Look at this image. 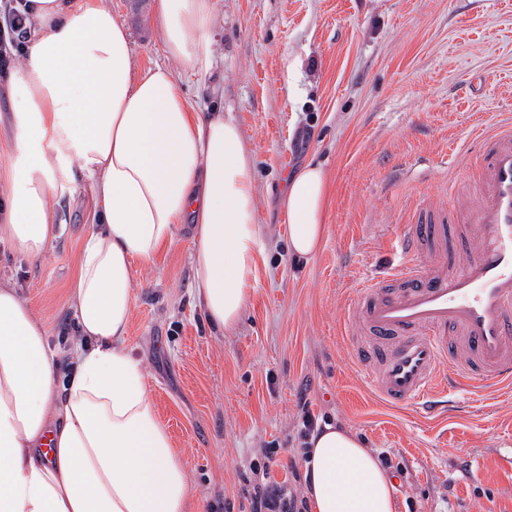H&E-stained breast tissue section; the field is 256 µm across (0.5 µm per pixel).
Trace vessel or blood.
<instances>
[{
	"instance_id": "vessel-or-blood-1",
	"label": "vessel or blood",
	"mask_w": 512,
	"mask_h": 512,
	"mask_svg": "<svg viewBox=\"0 0 512 512\" xmlns=\"http://www.w3.org/2000/svg\"><path fill=\"white\" fill-rule=\"evenodd\" d=\"M479 143L478 201L454 245H442L447 214L420 202L404 262L359 292L355 322L376 341L366 382L389 404L512 387V124Z\"/></svg>"
}]
</instances>
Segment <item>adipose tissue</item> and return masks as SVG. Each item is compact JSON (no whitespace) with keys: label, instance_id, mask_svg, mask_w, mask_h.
<instances>
[{"label":"adipose tissue","instance_id":"ef3b65f1","mask_svg":"<svg viewBox=\"0 0 512 512\" xmlns=\"http://www.w3.org/2000/svg\"><path fill=\"white\" fill-rule=\"evenodd\" d=\"M33 29L8 74L12 157L0 227L25 256L58 234L52 197L86 180L96 229L70 289L78 338L59 372L49 331L0 283V512H189L193 488L140 361L128 346L135 263L193 226L194 296L232 332L262 256L254 168L239 126L192 109L178 71L207 78L215 0H153L166 62L139 71L127 26L100 0H26ZM329 183L306 164L287 180L288 250L321 247ZM309 512H398L389 473L353 432L315 428L304 450Z\"/></svg>","mask_w":512,"mask_h":512}]
</instances>
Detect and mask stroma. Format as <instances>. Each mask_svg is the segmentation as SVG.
<instances>
[{
  "instance_id": "1",
  "label": "stroma",
  "mask_w": 512,
  "mask_h": 512,
  "mask_svg": "<svg viewBox=\"0 0 512 512\" xmlns=\"http://www.w3.org/2000/svg\"><path fill=\"white\" fill-rule=\"evenodd\" d=\"M130 30L135 64L166 59L151 0H101ZM215 70L178 78L222 108L253 160L260 259L236 330L209 329L193 299L192 227L137 265L129 347L195 492L193 512H253L267 481L304 497L312 426L336 424L379 457L399 512H512V393L470 388L428 417L389 407L364 380L371 336L358 292L399 261L392 243L419 200L476 198L481 130L512 121V0H215ZM308 162L330 184L323 245L288 254L285 182ZM456 193H449V183ZM45 256L0 236L9 282L49 328L76 332L69 288L95 210L88 184L54 197Z\"/></svg>"
}]
</instances>
